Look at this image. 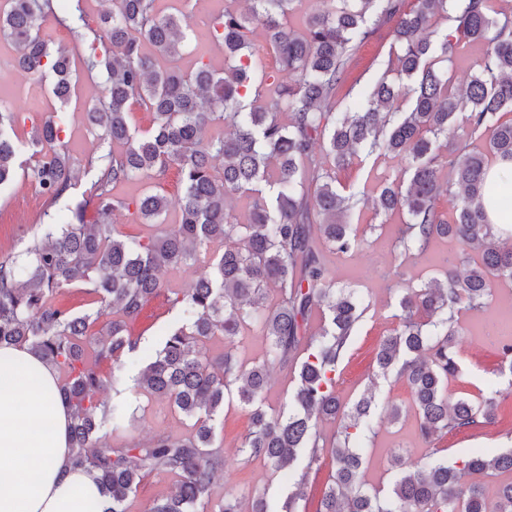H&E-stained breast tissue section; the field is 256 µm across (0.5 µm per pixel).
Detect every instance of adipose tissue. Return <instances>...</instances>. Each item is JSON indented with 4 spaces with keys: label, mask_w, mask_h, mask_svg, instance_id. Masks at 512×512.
Listing matches in <instances>:
<instances>
[{
    "label": "adipose tissue",
    "mask_w": 512,
    "mask_h": 512,
    "mask_svg": "<svg viewBox=\"0 0 512 512\" xmlns=\"http://www.w3.org/2000/svg\"><path fill=\"white\" fill-rule=\"evenodd\" d=\"M57 371L0 346V512H106L112 500L69 446Z\"/></svg>",
    "instance_id": "obj_1"
}]
</instances>
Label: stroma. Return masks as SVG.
<instances>
[{
	"instance_id": "35a3bbf8",
	"label": "stroma",
	"mask_w": 512,
	"mask_h": 512,
	"mask_svg": "<svg viewBox=\"0 0 512 512\" xmlns=\"http://www.w3.org/2000/svg\"><path fill=\"white\" fill-rule=\"evenodd\" d=\"M224 0H212L209 13L196 14L192 19L194 37L179 61L183 70H191L198 54H206L215 67H223L224 52L206 37L210 14L221 13ZM392 36L388 27H381L356 50L348 61L347 95L337 103V111L353 108L360 91L371 87L383 75ZM104 90L100 72L80 71L77 95L67 110L71 117L68 128L61 138L74 158L87 162L89 157L101 155L99 141L88 130L82 116L86 107L95 102ZM404 175V164L392 157L364 158L362 162L338 170L336 187L344 194L356 192L363 185L379 180H394ZM44 199L35 191L30 178L17 175L15 181L0 188V261L23 251L35 238L41 237L48 221ZM358 228L367 229V241L362 249L344 257H330L327 267L337 287L356 289L364 298L368 309L355 327L352 342L339 364L336 394L348 402L361 396L375 369V356L380 340L394 326L400 294L405 289L418 288L422 283L439 276V257H454L458 272H466L469 265L461 258L460 248L450 239H438L431 243L424 258L395 269L392 242L401 219L377 211L373 205H359L352 216ZM206 268L198 263L183 265L166 276L168 287L152 298L140 317L129 326L132 337L138 338L141 350L128 358L122 368V379L128 388L115 394L112 388H104L99 397L102 401L123 402L135 415L119 429L109 432L112 445L125 446L157 435L183 438L191 427L167 400L135 392L130 384L142 368L145 352L159 347L167 327L178 317V311L170 305L173 292L191 288L193 279L204 274ZM512 318V281L496 282L486 307L478 314H466L461 318L462 331L457 351L460 364L458 377L449 389L453 397H472L479 391L497 386L500 377L497 369L501 362L497 342L488 336L490 327ZM378 407L375 419L377 427L366 441L367 452L363 466V479L371 485L386 486L393 479L391 456L395 449L406 448L414 456L421 457L427 451L418 437V421L411 408V396L405 381L392 378L380 380L376 391ZM397 404L402 408L399 420L388 422L386 408ZM251 429L248 413L237 404L224 409L216 427L224 459V482L211 494L212 506L222 505L224 500L259 492L278 497L288 492L287 472H273L263 461L247 459L240 451ZM448 457L454 458L481 449L492 453L512 447V400L506 401L494 424L459 434H450L437 442Z\"/></svg>"
}]
</instances>
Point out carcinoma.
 Listing matches in <instances>:
<instances>
[{"mask_svg":"<svg viewBox=\"0 0 512 512\" xmlns=\"http://www.w3.org/2000/svg\"><path fill=\"white\" fill-rule=\"evenodd\" d=\"M58 2L57 14L44 11L40 0H4L0 34L15 47L16 70L63 102L72 90V57L106 75L105 93L86 119L109 150L88 160L93 175L81 198L51 215L43 237L0 261V346L27 345L57 371L71 411L70 447L112 497L108 512H126V501L151 473L176 478V490L148 512H208L211 490L224 482L215 421L232 398L252 424L242 445L246 457L275 471L301 469L285 506L270 505L263 493L251 497L248 512H297L308 474L325 454L335 473L316 512H488L486 488L475 483L463 490L460 476L512 473V448L477 451L452 464L437 448L416 461L399 448L390 489L361 480L375 397L369 390L346 406L336 396V374L365 307L354 291L336 287L325 253L347 255L365 244L345 217L370 192L339 194L336 170L361 153L404 159L408 180L388 183L375 200L377 209L405 216L394 261L403 267L425 255L437 237L458 242L478 259L463 275L440 259L443 280L399 299L395 326L379 344L376 375L393 373L408 384L419 435L429 445L493 423L500 403L512 398V379L453 402L448 387L460 372V316L482 310L493 280L512 281V247L501 243V225L488 220L490 210L512 215V182L489 177L486 156L512 160V120L498 117L512 112V16L491 15L490 0H415L409 8L405 0H339V8L310 12L297 28L288 17L300 0H247L245 9L225 0L208 37L234 64L217 70L200 55L184 72L171 63L190 42L183 21L201 10V0H179L175 14L160 10L159 0H112L99 17L101 35L86 22L81 0ZM439 18L455 26L436 42L431 36ZM50 21L74 33L72 47L55 44ZM255 24L283 67L296 74L294 83L266 73L252 38ZM384 25L393 36L387 70L406 82L382 79L364 107L336 111L350 51ZM474 41L484 43L485 53L467 85L454 90L448 69L437 64ZM134 103L153 114L149 128L132 125ZM27 120L0 108V187L16 177L18 130ZM68 124L67 112H54L32 124L26 141L32 183L51 207L70 196L80 171L61 140ZM219 124L224 134H209ZM460 124L472 135L490 132L487 151L459 147ZM172 165L182 197L171 224L163 194H112L117 185L161 177ZM445 167L454 182L441 181ZM236 195L252 199L243 217L230 206ZM443 195L454 212L451 222L438 207ZM118 213L168 227L125 238L111 223ZM189 261L209 268V276L175 293L172 306L181 309L182 320L164 335L135 386L168 400L193 420L194 433L114 447L101 431L109 422L120 427L126 409L97 399L105 385L98 367L120 365L139 350L128 326L164 288L166 273ZM63 288L82 290L98 308L77 314L58 304ZM271 292L274 302L267 306ZM316 310L321 322L311 333ZM103 317V339L87 341ZM254 319L269 345L263 362L249 366L232 349ZM216 336L224 339V353L211 359L199 342ZM496 341L507 362L501 372L512 376V335L502 332ZM296 362L288 411L268 414L262 397L269 366ZM338 418L341 431L326 437L322 424ZM494 495L493 512H512V481Z\"/></svg>","mask_w":512,"mask_h":512,"instance_id":"obj_1","label":"carcinoma"}]
</instances>
